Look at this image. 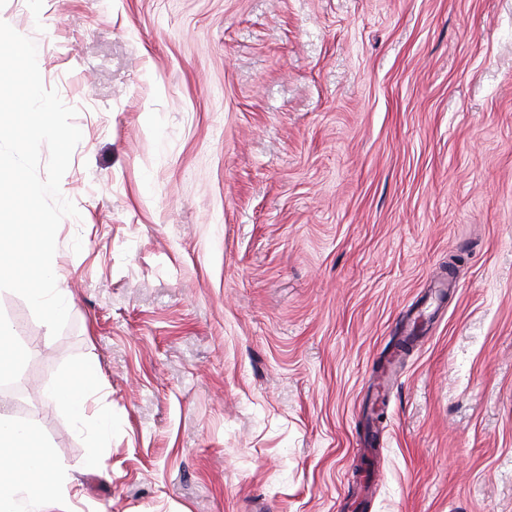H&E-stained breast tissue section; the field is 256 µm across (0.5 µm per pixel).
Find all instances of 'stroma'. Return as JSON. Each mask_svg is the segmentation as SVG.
<instances>
[{
  "label": "stroma",
  "instance_id": "stroma-1",
  "mask_svg": "<svg viewBox=\"0 0 512 512\" xmlns=\"http://www.w3.org/2000/svg\"><path fill=\"white\" fill-rule=\"evenodd\" d=\"M82 139L51 337L0 322L65 512H512V0H0ZM418 339L363 490L374 366ZM97 368L78 420L43 402ZM101 459L88 467L90 455Z\"/></svg>",
  "mask_w": 512,
  "mask_h": 512
}]
</instances>
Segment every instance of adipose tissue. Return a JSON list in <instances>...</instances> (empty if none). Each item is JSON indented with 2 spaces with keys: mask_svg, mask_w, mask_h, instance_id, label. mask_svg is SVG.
<instances>
[{
  "mask_svg": "<svg viewBox=\"0 0 512 512\" xmlns=\"http://www.w3.org/2000/svg\"><path fill=\"white\" fill-rule=\"evenodd\" d=\"M95 390L93 369L85 366L48 390L45 399L82 418ZM34 431V423L19 425L0 415V472L8 469L14 474L13 481H0V512H14L16 495L30 488L45 506L62 502L69 494L64 469L51 460L47 450H31Z\"/></svg>",
  "mask_w": 512,
  "mask_h": 512,
  "instance_id": "1",
  "label": "adipose tissue"
}]
</instances>
